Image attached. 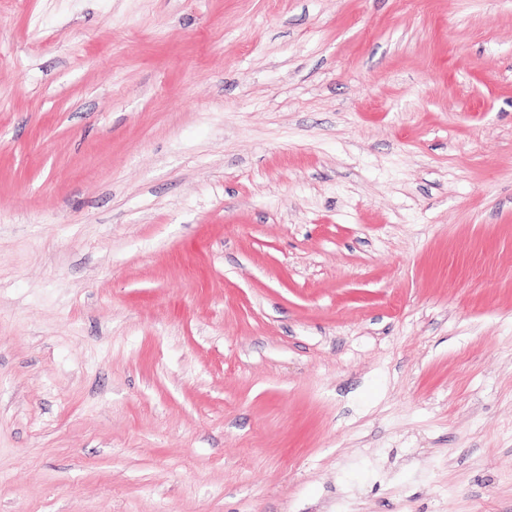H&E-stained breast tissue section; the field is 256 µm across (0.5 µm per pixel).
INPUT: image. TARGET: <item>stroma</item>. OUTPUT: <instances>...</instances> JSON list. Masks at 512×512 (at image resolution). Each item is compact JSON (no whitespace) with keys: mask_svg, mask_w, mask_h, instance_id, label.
Instances as JSON below:
<instances>
[{"mask_svg":"<svg viewBox=\"0 0 512 512\" xmlns=\"http://www.w3.org/2000/svg\"><path fill=\"white\" fill-rule=\"evenodd\" d=\"M0 512H512V0H0Z\"/></svg>","mask_w":512,"mask_h":512,"instance_id":"obj_1","label":"stroma"}]
</instances>
